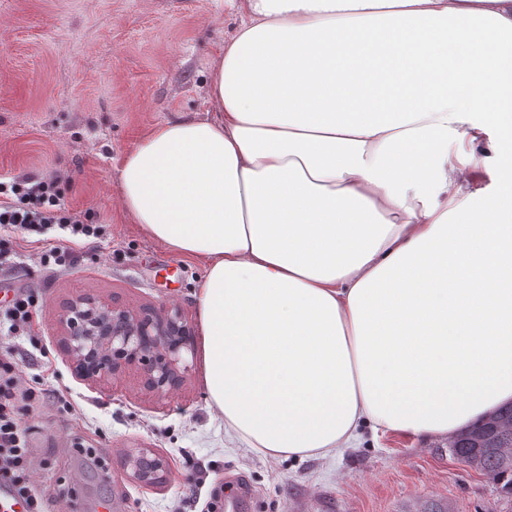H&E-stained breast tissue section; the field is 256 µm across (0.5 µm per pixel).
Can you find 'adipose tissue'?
<instances>
[{"label": "adipose tissue", "mask_w": 512, "mask_h": 512, "mask_svg": "<svg viewBox=\"0 0 512 512\" xmlns=\"http://www.w3.org/2000/svg\"><path fill=\"white\" fill-rule=\"evenodd\" d=\"M218 117L118 173L151 239L204 264L200 359L226 434L328 457L450 436L512 401V198L448 219V142L512 140V0H241Z\"/></svg>", "instance_id": "obj_1"}]
</instances>
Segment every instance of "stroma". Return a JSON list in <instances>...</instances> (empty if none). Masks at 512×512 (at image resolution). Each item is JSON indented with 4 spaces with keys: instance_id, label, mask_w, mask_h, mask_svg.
I'll return each mask as SVG.
<instances>
[{
    "instance_id": "stroma-1",
    "label": "stroma",
    "mask_w": 512,
    "mask_h": 512,
    "mask_svg": "<svg viewBox=\"0 0 512 512\" xmlns=\"http://www.w3.org/2000/svg\"><path fill=\"white\" fill-rule=\"evenodd\" d=\"M242 21L232 0H0V176L57 175L67 208L102 227L66 273L47 272L40 244L14 233L23 265L0 283L39 288L29 336H1L23 359L45 402L23 410L49 512H208L225 481L251 491L249 512H512L480 472L459 464L444 438L364 430L359 445L327 458H270L228 442L210 407L199 352H184L183 387L165 397L135 377L78 378L60 346L63 301L116 298L135 310L179 306L197 321L199 260L149 238L123 208L118 169L155 127L203 118L209 70ZM458 205L512 187V151L496 134L448 143ZM149 448L168 467L145 486L128 454Z\"/></svg>"
}]
</instances>
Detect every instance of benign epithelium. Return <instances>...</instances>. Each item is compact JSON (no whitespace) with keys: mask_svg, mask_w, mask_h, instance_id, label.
Listing matches in <instances>:
<instances>
[{"mask_svg":"<svg viewBox=\"0 0 512 512\" xmlns=\"http://www.w3.org/2000/svg\"><path fill=\"white\" fill-rule=\"evenodd\" d=\"M65 350L75 373L106 383L122 371H133L144 389L165 395L181 387L187 366L181 353L194 348L195 331L180 309L144 306L132 311L118 302L78 296L59 317ZM152 453L140 448L130 455L133 477L151 484L166 470L161 457L150 472L141 462Z\"/></svg>","mask_w":512,"mask_h":512,"instance_id":"benign-epithelium-1","label":"benign epithelium"}]
</instances>
